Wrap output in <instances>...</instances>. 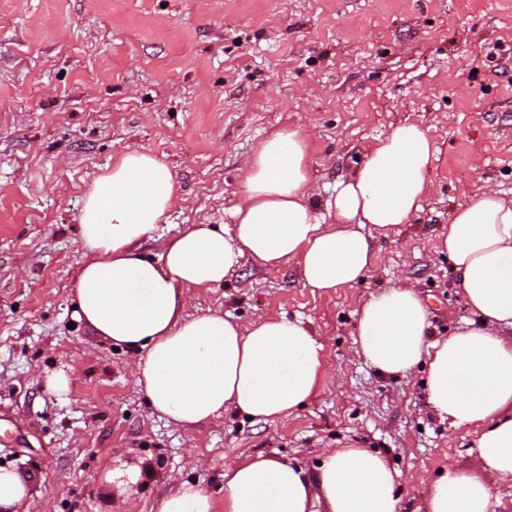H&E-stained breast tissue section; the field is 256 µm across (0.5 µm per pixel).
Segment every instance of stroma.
<instances>
[{
    "label": "stroma",
    "mask_w": 512,
    "mask_h": 512,
    "mask_svg": "<svg viewBox=\"0 0 512 512\" xmlns=\"http://www.w3.org/2000/svg\"><path fill=\"white\" fill-rule=\"evenodd\" d=\"M419 124L435 159L423 210L376 240L350 288H305L295 263L243 259L188 292L189 314L304 320L324 346L317 392L287 418L226 411L181 428L158 417L133 353L78 321L70 283L88 258L76 217L128 150L169 164L180 190L159 240L228 224L244 170L281 127L309 136L318 190L377 139ZM512 197V0H0V463L31 478L20 512H112L108 467L145 477L121 512H157L182 480L224 496V466L263 452L314 472L327 448L379 452L401 512H422L447 464L476 473L474 429H449L421 375L381 374L355 353L370 295L413 285L437 340L472 320L437 236L483 188ZM63 372L67 395L46 388Z\"/></svg>",
    "instance_id": "1"
}]
</instances>
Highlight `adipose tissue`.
<instances>
[{"mask_svg":"<svg viewBox=\"0 0 512 512\" xmlns=\"http://www.w3.org/2000/svg\"><path fill=\"white\" fill-rule=\"evenodd\" d=\"M308 138L280 129L243 175L231 228L196 224L139 251L178 199L170 166L129 150L89 187L77 217L90 259L72 294L77 316L112 345L139 351L134 366L154 411L194 427L235 409L273 422L316 392L323 346L300 319L275 315L241 324L219 311L186 316V289L223 283L250 257L266 268L296 263L322 293L358 283L377 263L375 237L401 231L428 195L433 144L414 123L397 125L324 203L315 200ZM474 322L428 342V311L412 286L371 296L356 327V353L401 377L427 365V398L450 427H474L483 472L512 480V198L485 189L458 204L438 237ZM399 512L385 459L366 448H331L315 475L257 454L227 465L224 499L181 482L158 512ZM427 512H495L490 485L448 468Z\"/></svg>","mask_w":512,"mask_h":512,"instance_id":"adipose-tissue-1","label":"adipose tissue"}]
</instances>
